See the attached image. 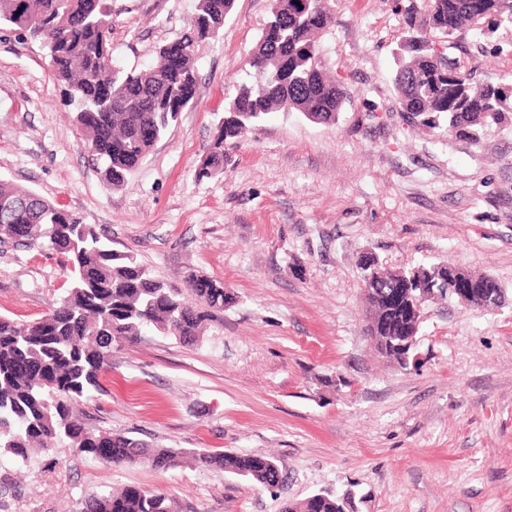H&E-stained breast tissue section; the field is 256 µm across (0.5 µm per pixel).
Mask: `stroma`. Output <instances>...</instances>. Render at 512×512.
<instances>
[{
  "label": "stroma",
  "instance_id": "obj_1",
  "mask_svg": "<svg viewBox=\"0 0 512 512\" xmlns=\"http://www.w3.org/2000/svg\"><path fill=\"white\" fill-rule=\"evenodd\" d=\"M196 0H112V59L153 65ZM396 0H336L318 40L341 84L336 124L279 114L224 144L199 173L216 124L269 20L272 0H235L195 51L198 85L118 188L70 121L39 42L0 27V180L105 231L177 288L190 272L235 295L197 342L146 331L113 346L102 389L78 404L91 431L153 446L272 455L284 481L146 463L112 467L56 445L53 464L0 461V512H80L91 494L136 486L177 512H283L316 493L356 512H512V126L479 144L402 116L392 83ZM477 80L512 76V29L468 33L456 52ZM399 271L444 260L488 274L500 306L427 301L417 366L368 333L359 260ZM63 255L0 248V315L32 321L64 294Z\"/></svg>",
  "mask_w": 512,
  "mask_h": 512
}]
</instances>
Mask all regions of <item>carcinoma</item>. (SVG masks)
Listing matches in <instances>:
<instances>
[{"mask_svg": "<svg viewBox=\"0 0 512 512\" xmlns=\"http://www.w3.org/2000/svg\"><path fill=\"white\" fill-rule=\"evenodd\" d=\"M31 31L55 41L50 68L77 105L74 122L90 152L103 162L104 180L122 186L179 113L192 105L197 87L195 46L217 37L234 0H196L188 31L189 54L180 73L165 76L163 48L156 63L124 70L97 52L96 42L112 33V0H30ZM512 19V0H423L404 12L401 53L394 56L393 85L401 112L414 125L480 143L491 126L512 122V77L480 82L462 70L449 50L468 31L490 35L485 12ZM453 18L455 32L440 34ZM16 0H0V24L16 27ZM336 24L331 0H273L270 20L248 60L251 81L227 103L200 175L224 173V142L241 137L268 115L296 112L306 120L333 125L344 92L323 65L314 62L321 32ZM0 244L31 248L46 243L64 255L69 284L41 318L15 321L0 316V458L18 466L34 448L51 452L68 442L85 457L114 466L147 462L174 470L185 461L200 470L223 471L273 489L283 481L280 461L248 453L187 448H153L110 431L86 430L74 411L101 391V376L112 361L115 340L133 342L154 330L183 342L203 335L212 313L234 302L224 283L189 274L183 288L155 278L134 255L118 253L94 226L84 224L33 191L0 182ZM426 273L362 272L368 311L384 325L379 335L399 332L402 319L388 310L384 293L403 288ZM344 502L317 493L285 512H346ZM82 512H174L171 499L136 486L105 490L88 498Z\"/></svg>", "mask_w": 512, "mask_h": 512, "instance_id": "carcinoma-1", "label": "carcinoma"}]
</instances>
